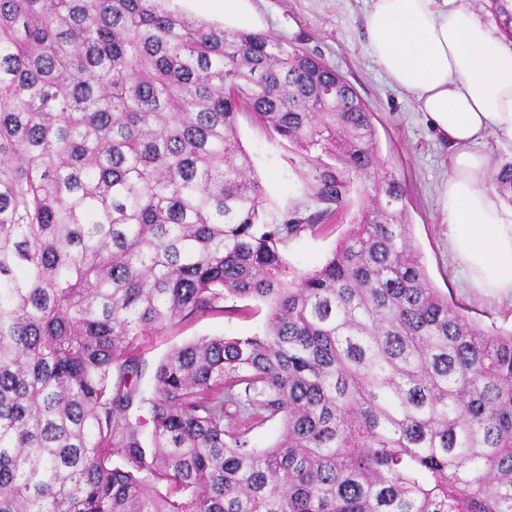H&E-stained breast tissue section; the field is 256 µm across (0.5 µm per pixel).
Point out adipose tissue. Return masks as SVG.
Masks as SVG:
<instances>
[{"label":"adipose tissue","instance_id":"adipose-tissue-1","mask_svg":"<svg viewBox=\"0 0 512 512\" xmlns=\"http://www.w3.org/2000/svg\"><path fill=\"white\" fill-rule=\"evenodd\" d=\"M368 51L454 148L439 191L472 287L512 296V217L486 187L488 137L512 142V44L458 0H371Z\"/></svg>","mask_w":512,"mask_h":512}]
</instances>
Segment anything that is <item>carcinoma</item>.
<instances>
[{"mask_svg": "<svg viewBox=\"0 0 512 512\" xmlns=\"http://www.w3.org/2000/svg\"><path fill=\"white\" fill-rule=\"evenodd\" d=\"M165 2L0 0V512H512V332L431 285L372 113L304 48ZM242 110L319 151L327 208L267 222ZM491 184L512 205V162ZM236 300L263 333L174 348L131 421L138 340ZM371 194L369 184L357 183L337 219L324 223L330 224L327 229L316 234L303 232L290 240L283 253L288 266L304 272L322 265L348 229V224H352L363 206H366ZM282 433V424L279 419L267 422L250 434V446L253 448H268L274 445Z\"/></svg>", "mask_w": 512, "mask_h": 512, "instance_id": "carcinoma-1", "label": "carcinoma"}]
</instances>
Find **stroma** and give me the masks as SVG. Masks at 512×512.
<instances>
[{"label": "stroma", "instance_id": "1", "mask_svg": "<svg viewBox=\"0 0 512 512\" xmlns=\"http://www.w3.org/2000/svg\"><path fill=\"white\" fill-rule=\"evenodd\" d=\"M249 7L253 28L306 48L353 85L373 112L381 158L406 188L407 220L433 287L466 307L481 326L512 329V300L467 287L461 262L448 247V219L439 187L451 170L453 151L417 111L411 95L392 85L369 55L364 22L369 0H249ZM236 134L265 190L269 221L305 218L322 210V202L311 194L316 168L309 154L246 113L238 117ZM370 193L369 184H357L327 229L290 240L284 250L289 267L304 272L322 265ZM263 321L260 315L242 318L217 312L142 338V402L132 407V415L146 414L144 400L153 392L155 367L172 348L202 337L250 336L261 330Z\"/></svg>", "mask_w": 512, "mask_h": 512}]
</instances>
